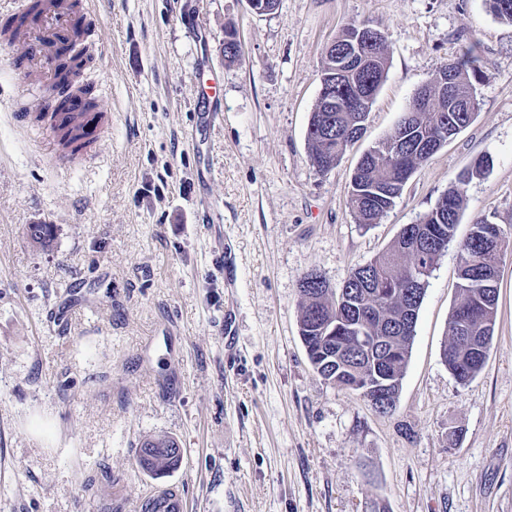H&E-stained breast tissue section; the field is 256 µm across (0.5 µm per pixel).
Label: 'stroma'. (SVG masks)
I'll return each instance as SVG.
<instances>
[{
	"label": "stroma",
	"mask_w": 512,
	"mask_h": 512,
	"mask_svg": "<svg viewBox=\"0 0 512 512\" xmlns=\"http://www.w3.org/2000/svg\"><path fill=\"white\" fill-rule=\"evenodd\" d=\"M81 70L105 117L59 175L18 124L24 48L0 45V512H141L160 489L187 512H512V254L499 264L493 347L456 382L443 361L455 249L429 279L396 408L325 382L301 337V277L330 287L386 250L484 156L456 240L476 217L512 240V24L485 0H96ZM380 30L387 77L362 138L327 173L306 130L325 46L348 22ZM242 55L224 62V30ZM474 121L356 224L359 158L464 45ZM220 97L202 117L199 85ZM29 224L55 227L34 246ZM84 298L67 328L49 315ZM176 437L180 466L137 463ZM139 464L154 475H161L176 469L181 456L177 453L179 442L170 436L147 438L140 445Z\"/></svg>",
	"instance_id": "stroma-1"
}]
</instances>
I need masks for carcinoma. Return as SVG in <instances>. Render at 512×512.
<instances>
[{"label":"carcinoma","instance_id":"obj_1","mask_svg":"<svg viewBox=\"0 0 512 512\" xmlns=\"http://www.w3.org/2000/svg\"><path fill=\"white\" fill-rule=\"evenodd\" d=\"M51 0H32L27 12L15 25L4 30L10 37L30 21L37 20ZM487 8L499 19L512 23V0H485ZM364 23H348L339 31L343 46L354 54V65L343 78L345 90H336V111L326 112L316 102L307 126L308 158L319 173H327L340 162L348 148L364 132L365 121L374 99L388 73L386 40L370 46L359 31ZM82 35L74 26L71 35L61 41L62 53L56 55L58 84L67 86L69 75L83 64L75 51ZM478 57L475 44L466 47L460 57L440 69L453 74L457 89L469 96L476 92ZM448 94L435 92L427 107L412 99L408 111L377 146L363 154L351 175L349 206L356 223L367 227L377 223L394 205L406 182L448 139L466 128L478 107L470 112L448 111ZM70 153L77 155L95 143L90 132L68 118L56 123ZM484 160L459 173L439 203L420 216L383 253L355 269L343 287L330 288L316 272L305 274L300 282L301 313L299 333L310 337L308 357L326 381L349 385L354 376L373 381L386 376L387 390L398 395L412 347L418 312L434 267L456 244L459 279L458 292L448 321V340L443 356L455 380L466 385L484 368L493 345L498 300V259L506 254L509 242L496 224L477 217L468 237L455 243L456 226L464 201L465 188L473 176L481 173ZM27 238L43 246L54 235L52 224H28ZM370 336L390 350L384 359L359 345L357 337ZM179 442L170 436L147 438L140 445L139 464L161 475L180 463Z\"/></svg>","mask_w":512,"mask_h":512}]
</instances>
